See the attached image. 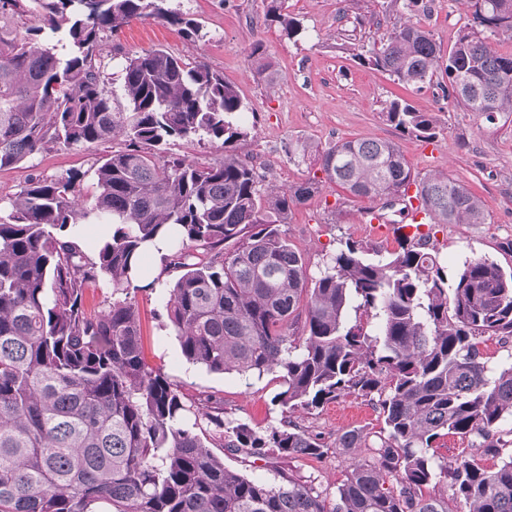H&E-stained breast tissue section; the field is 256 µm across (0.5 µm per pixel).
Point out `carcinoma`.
Returning a JSON list of instances; mask_svg holds the SVG:
<instances>
[{
	"label": "carcinoma",
	"mask_w": 512,
	"mask_h": 512,
	"mask_svg": "<svg viewBox=\"0 0 512 512\" xmlns=\"http://www.w3.org/2000/svg\"><path fill=\"white\" fill-rule=\"evenodd\" d=\"M25 33L0 32V170L51 145L81 148L123 138L94 171L31 176L0 217V512H450L424 490L444 480L466 512H512V456L494 468L432 452L448 435L496 457L512 444V364L488 367L487 342L512 341V270L488 259L454 272L427 237H397L394 250L348 240L319 275L285 229L319 183L266 182L237 153L251 131L238 87L204 64L155 48L128 57L118 104L101 80L100 34L134 20L199 23L163 0H33ZM430 0H389L412 16ZM467 23L443 53L431 31L408 20L355 48L359 64L397 85L432 83L468 112H512V0H463ZM266 19L293 39L300 25L286 0ZM64 32V59L38 41ZM446 81L434 82L438 75ZM424 140L437 120L394 99L383 112ZM207 137L224 158H167L170 140ZM288 154L318 166L352 197L398 202L408 185L430 224H484L482 200L446 174L419 177L391 140L301 143ZM112 228L88 255L74 240L89 216ZM165 241V268L179 271L166 315L184 359L212 373L277 372L279 425L257 431L224 418L223 402L186 397L143 355L130 290L147 244ZM108 284L89 313L86 290ZM355 395L383 419L378 440L336 438L351 458L336 499L279 474L277 484L224 465L213 449L246 457L321 459V438L297 414Z\"/></svg>",
	"instance_id": "1"
}]
</instances>
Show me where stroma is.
I'll use <instances>...</instances> for the list:
<instances>
[{"label":"stroma","instance_id":"35a3bbf8","mask_svg":"<svg viewBox=\"0 0 512 512\" xmlns=\"http://www.w3.org/2000/svg\"><path fill=\"white\" fill-rule=\"evenodd\" d=\"M165 6L199 21V35L187 37L178 26L152 18L104 33L102 79L114 95H121L125 57L160 46L188 62L205 63L236 84L247 105L242 119L255 129L253 137L238 142V154L260 161L261 173L274 185L307 179L321 183L317 194L293 210L287 225L290 239L308 258L310 275H317L346 240L383 250L396 245L395 232L373 237L361 222L370 202L325 182L318 168L288 157L289 148L302 141L325 148L356 138L395 141L415 174H448L483 200L486 223L432 227L429 244L449 270L485 258L512 268V114L490 121L444 99L437 86L406 91L387 75L353 61L344 42L372 41L399 23V13L387 0H288L289 14L302 26L301 34L291 40L269 24L264 0H166ZM412 21L432 31L447 49L467 21L466 10L461 0H432L429 11L414 15ZM257 44L277 73L274 84L254 74L250 53ZM400 95L419 111L436 116L435 139L400 133L386 122L389 101ZM104 151V146L90 145L35 154L21 167L0 171V199L9 200L35 174L79 172L83 187H90V175ZM177 276L174 270L161 272L151 287L135 294L147 362L163 368L187 395L205 391L223 398L228 419L259 431L278 425L281 409L272 398L281 386L275 374L259 379L217 374L182 357L166 317L169 287ZM300 422L331 447L343 431L355 428L372 434L382 425L374 406L353 395L301 417ZM350 462L349 456L331 450L322 460L288 459L283 466L332 499Z\"/></svg>","mask_w":512,"mask_h":512}]
</instances>
